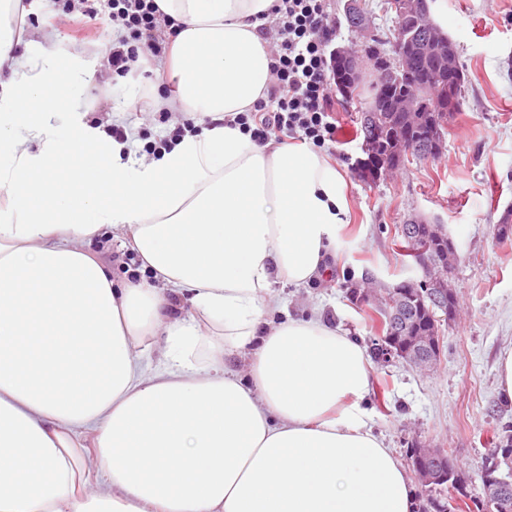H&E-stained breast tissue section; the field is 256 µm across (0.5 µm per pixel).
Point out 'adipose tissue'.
Here are the masks:
<instances>
[{"instance_id": "adipose-tissue-1", "label": "adipose tissue", "mask_w": 512, "mask_h": 512, "mask_svg": "<svg viewBox=\"0 0 512 512\" xmlns=\"http://www.w3.org/2000/svg\"><path fill=\"white\" fill-rule=\"evenodd\" d=\"M156 2L167 105L210 124L136 158L85 122L93 73L57 96L55 49L20 50L0 0V512H412L365 350L320 310L267 317L349 213L329 156L230 123L270 82L274 0ZM112 232L139 280L88 251Z\"/></svg>"}]
</instances>
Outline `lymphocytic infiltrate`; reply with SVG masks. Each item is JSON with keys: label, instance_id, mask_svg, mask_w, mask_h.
Returning a JSON list of instances; mask_svg holds the SVG:
<instances>
[{"label": "lymphocytic infiltrate", "instance_id": "lymphocytic-infiltrate-1", "mask_svg": "<svg viewBox=\"0 0 512 512\" xmlns=\"http://www.w3.org/2000/svg\"><path fill=\"white\" fill-rule=\"evenodd\" d=\"M102 11L125 31L107 55L116 75L128 74L142 54L158 56L168 50L170 38L158 26L161 11L155 0H97L86 15L93 19ZM274 14V25L260 28L270 46L272 80L264 98L233 122L261 144L291 138L317 148L332 147L336 118L328 50L336 22L331 0H277Z\"/></svg>", "mask_w": 512, "mask_h": 512}]
</instances>
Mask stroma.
I'll use <instances>...</instances> for the list:
<instances>
[{"label": "stroma", "instance_id": "obj_1", "mask_svg": "<svg viewBox=\"0 0 512 512\" xmlns=\"http://www.w3.org/2000/svg\"><path fill=\"white\" fill-rule=\"evenodd\" d=\"M24 9L27 52L36 55L49 45L57 52L59 95L68 94L70 70L81 62L95 74L82 95L88 120H107L120 108L127 126L155 137L162 127L158 113L137 110L144 92L166 94L155 57L143 60L138 72L114 75L102 59L116 41L108 16L93 20L92 37L81 40L59 20L53 0H28ZM440 28L455 41L466 75V103L448 131L444 154L407 164L393 179L365 183L353 169L362 141L354 111L337 103V143L329 156L345 177L350 213L331 247L333 274L303 288L275 283L270 301L294 318L320 308L332 325L369 343L377 334L376 313L353 300L347 282L389 288L413 277L398 251V225L414 214L445 225L461 256L454 276L461 313L442 332L438 369L424 374L404 363L372 364L364 407L373 433L399 461H406L415 437L446 449L472 475L476 493L494 431L512 423V403L497 384L498 359L512 348V241L494 237L495 225L512 208V0H446Z\"/></svg>", "mask_w": 512, "mask_h": 512}]
</instances>
